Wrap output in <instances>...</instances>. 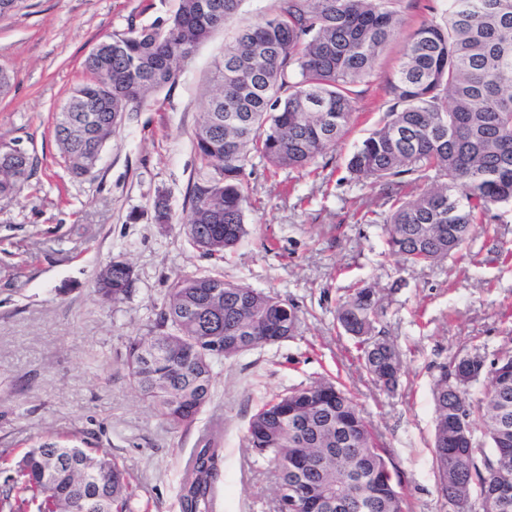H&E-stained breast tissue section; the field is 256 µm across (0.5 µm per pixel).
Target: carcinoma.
I'll return each mask as SVG.
<instances>
[{
    "mask_svg": "<svg viewBox=\"0 0 512 512\" xmlns=\"http://www.w3.org/2000/svg\"><path fill=\"white\" fill-rule=\"evenodd\" d=\"M241 0H179L149 26L98 43L84 60L89 79L74 86L54 118V138L69 173L90 175L122 115L174 82L179 63L218 28L232 24ZM399 0H281L271 17L239 29L206 87L207 109L194 132L201 182L181 218L192 245L221 257L246 234L247 169L303 170L347 133L356 87L375 75L379 56L402 24ZM390 105L350 154L346 169L392 201L384 219L387 250L407 267L467 250L477 225L512 205V0H446L442 21H423L405 43L387 81ZM34 160L0 151V196L16 193ZM414 184L419 192L406 195ZM125 260L96 282L112 304L131 293ZM383 308L371 287L338 298L336 322L359 339L363 370L390 390L399 354L378 329ZM296 306L221 273L185 276L171 285L144 336H131L122 366L129 384L174 427L189 426L211 398L214 367L246 350L209 336L249 330L253 347L292 337ZM509 371L488 378L482 395L448 392L464 369L455 356L434 378L432 466L451 512H512L493 497L512 483V356ZM464 417L480 442L460 443ZM247 438L278 471L276 488L300 485L296 512H338L337 500L364 499V512H408L403 479L386 444L339 383L318 379L264 403ZM221 449L206 441L180 486V512H213ZM0 512H133L129 475L87 442L42 440L10 467Z\"/></svg>",
    "mask_w": 512,
    "mask_h": 512,
    "instance_id": "cac0c4a2",
    "label": "carcinoma"
}]
</instances>
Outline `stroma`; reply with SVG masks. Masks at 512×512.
I'll list each match as a JSON object with an SVG mask.
<instances>
[{"mask_svg":"<svg viewBox=\"0 0 512 512\" xmlns=\"http://www.w3.org/2000/svg\"><path fill=\"white\" fill-rule=\"evenodd\" d=\"M178 0H26L0 19V68L13 78L0 96V142L21 143L35 168L16 196H0V485L35 443L88 441L119 459L135 512H179L185 464L200 439L223 450L214 512H276L277 474L248 446L250 417L266 400L315 379H339L392 452L410 512H443L432 467V381L439 363L480 349L512 355V206L463 258L403 266L385 252L381 223L390 204L377 187L350 180L345 158L386 111L384 92L401 50L443 0H401L403 23L369 82L360 84L348 133L300 172L255 167L246 179L247 234L223 259L202 256L180 218L198 180L193 146L215 63L239 27L272 16L278 0H241L235 24L216 30L181 65L173 84L124 113L117 137L91 176L72 178L53 136L54 115L86 80L97 43L148 26ZM165 198L173 223L154 221ZM136 274L120 305L94 292L112 260ZM221 272L257 290H275L298 308L288 340L215 367L209 403L189 428L155 416L121 365L128 337L143 333L171 283ZM374 287L380 327L400 353L403 374L387 393L361 370L357 341L336 326L344 290Z\"/></svg>","mask_w":512,"mask_h":512,"instance_id":"obj_1","label":"stroma"}]
</instances>
